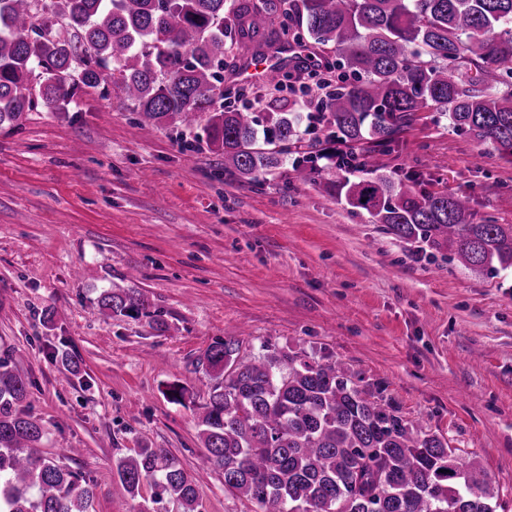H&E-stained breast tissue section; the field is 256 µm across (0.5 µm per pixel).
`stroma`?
<instances>
[{
  "label": "stroma",
  "instance_id": "35a3bbf8",
  "mask_svg": "<svg viewBox=\"0 0 512 512\" xmlns=\"http://www.w3.org/2000/svg\"><path fill=\"white\" fill-rule=\"evenodd\" d=\"M224 92L260 116L284 96L235 71ZM384 161L512 224V158L436 113ZM333 178L303 183L285 165L244 181L204 138L183 148L94 89L70 111L42 105L0 128V356L31 383L42 452L95 480L96 512H132L113 464L145 446L194 474L201 512H254L204 465L192 409L160 392L179 381L204 400L193 363L237 334L254 349L304 343L380 383L407 418L475 457L512 512V268L430 263L337 200ZM114 284L143 292L167 330L104 315L97 299Z\"/></svg>",
  "mask_w": 512,
  "mask_h": 512
}]
</instances>
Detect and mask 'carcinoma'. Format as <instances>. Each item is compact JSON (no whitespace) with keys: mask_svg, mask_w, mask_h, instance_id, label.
Listing matches in <instances>:
<instances>
[{"mask_svg":"<svg viewBox=\"0 0 512 512\" xmlns=\"http://www.w3.org/2000/svg\"><path fill=\"white\" fill-rule=\"evenodd\" d=\"M228 39L255 55L287 44L334 53L340 74L325 111L275 103L258 138L254 113L224 101ZM80 88L117 91L141 126L182 138L204 126L224 169L244 179L289 162L307 182L327 159L337 196L385 233L476 274L512 267V224L476 222L468 196L422 190L382 161L432 108L512 156V0H0V126L41 104L66 112ZM317 128L340 148L324 152ZM98 303L112 317H153L133 287L105 289ZM198 365L209 377L194 409L205 462L255 512L500 507L473 458L336 358L305 347L244 354L226 336ZM29 387L0 359V512H94V481L41 451ZM188 392L181 382L161 390L180 405ZM115 470L138 512L165 499L199 512L195 478L170 449L139 448Z\"/></svg>","mask_w":512,"mask_h":512,"instance_id":"1","label":"carcinoma"}]
</instances>
